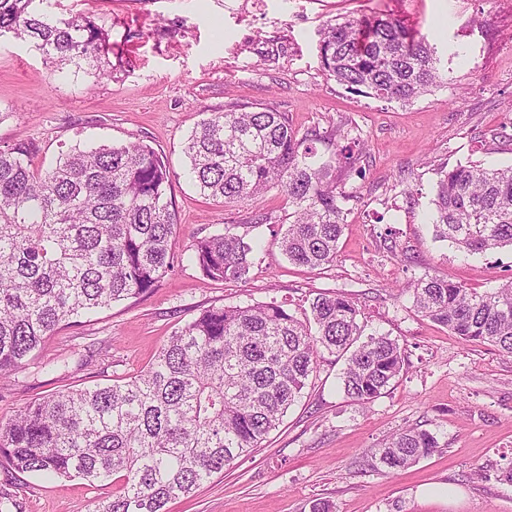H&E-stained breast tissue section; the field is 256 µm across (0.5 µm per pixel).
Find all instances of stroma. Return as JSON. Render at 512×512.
<instances>
[{
    "label": "stroma",
    "mask_w": 512,
    "mask_h": 512,
    "mask_svg": "<svg viewBox=\"0 0 512 512\" xmlns=\"http://www.w3.org/2000/svg\"><path fill=\"white\" fill-rule=\"evenodd\" d=\"M42 12L89 17L109 35L112 74L58 65L30 37L0 35V146L34 143L45 169L72 147L146 139L167 160L177 260L153 292L63 326L18 381H0V418L69 387L126 381L210 306L276 301L304 316L339 290L366 330L398 339L406 363L363 405L343 394V361L310 376L260 448L168 512H512V357L417 315L412 288L437 276L483 293L512 278V250L469 255L434 240L427 220L441 169L512 165V0H43ZM400 17L437 51L446 83L403 106L346 92L321 64L327 22L374 11ZM271 106L300 131L345 126L367 155L343 189L350 214L333 266L292 265L280 250L281 192L236 206L199 195L183 142L210 112ZM266 224L252 227L256 214ZM259 236L246 279L212 281L189 262L198 238ZM435 432L433 455L389 476L371 451L399 430ZM112 485L0 467L7 512H93Z\"/></svg>",
    "instance_id": "1"
}]
</instances>
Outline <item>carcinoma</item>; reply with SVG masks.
Listing matches in <instances>:
<instances>
[{"label":"carcinoma","instance_id":"1","mask_svg":"<svg viewBox=\"0 0 512 512\" xmlns=\"http://www.w3.org/2000/svg\"><path fill=\"white\" fill-rule=\"evenodd\" d=\"M35 2L0 0V34L28 35L61 64L102 67L107 33ZM320 57L347 92L388 102L411 104L442 79L435 48L383 13L326 25ZM34 153L29 142L0 148V379L20 372L61 323L145 294L173 268V172L161 153L140 140L75 147L45 170L33 167ZM184 154L199 193L219 203L284 191L288 261L336 262L347 219L341 182L366 157L350 131L301 133L272 107L229 109L200 120ZM431 204L436 239L469 254L512 248V165L443 169ZM253 252V240L224 232L197 240L190 259L211 280L239 281ZM413 307L466 342L512 355V279L479 294L425 276ZM365 329L341 291L318 294L303 320L274 302L209 307L130 380L54 392L0 418V461L91 484L118 479L95 512H167L279 426L328 357L346 361V397H380L402 371L404 349ZM438 448L431 431L403 430L374 449L376 470L394 473Z\"/></svg>","mask_w":512,"mask_h":512}]
</instances>
